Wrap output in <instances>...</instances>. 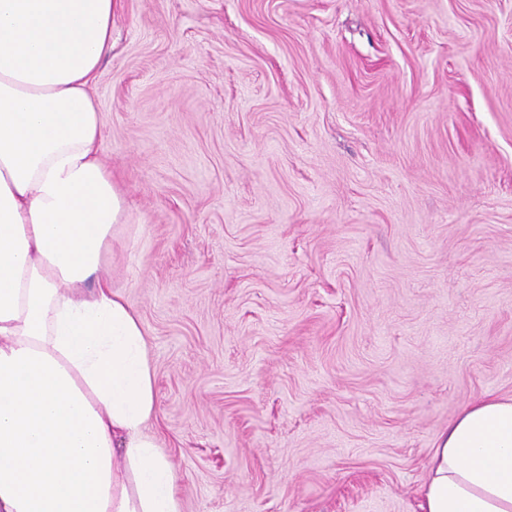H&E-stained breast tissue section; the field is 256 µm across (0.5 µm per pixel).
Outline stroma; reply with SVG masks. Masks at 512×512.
Wrapping results in <instances>:
<instances>
[{"mask_svg": "<svg viewBox=\"0 0 512 512\" xmlns=\"http://www.w3.org/2000/svg\"><path fill=\"white\" fill-rule=\"evenodd\" d=\"M90 93L184 512H421L512 397V0H120Z\"/></svg>", "mask_w": 512, "mask_h": 512, "instance_id": "stroma-1", "label": "stroma"}]
</instances>
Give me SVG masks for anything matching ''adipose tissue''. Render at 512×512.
I'll list each match as a JSON object with an SVG mask.
<instances>
[{
  "mask_svg": "<svg viewBox=\"0 0 512 512\" xmlns=\"http://www.w3.org/2000/svg\"><path fill=\"white\" fill-rule=\"evenodd\" d=\"M119 0H0V512H183L141 319L104 269L124 200L91 94ZM422 512H512V398L442 433Z\"/></svg>",
  "mask_w": 512,
  "mask_h": 512,
  "instance_id": "adipose-tissue-1",
  "label": "adipose tissue"
}]
</instances>
